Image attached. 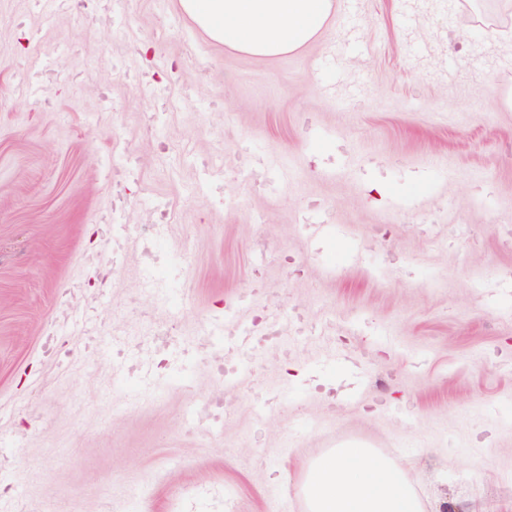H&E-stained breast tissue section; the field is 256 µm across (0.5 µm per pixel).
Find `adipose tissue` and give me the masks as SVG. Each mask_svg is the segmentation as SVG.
<instances>
[{"label":"adipose tissue","mask_w":512,"mask_h":512,"mask_svg":"<svg viewBox=\"0 0 512 512\" xmlns=\"http://www.w3.org/2000/svg\"><path fill=\"white\" fill-rule=\"evenodd\" d=\"M210 37L259 58L285 56L328 33L335 0H180ZM302 492L309 512H420L402 463L349 444L312 463Z\"/></svg>","instance_id":"1"}]
</instances>
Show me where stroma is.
Here are the masks:
<instances>
[{
  "label": "stroma",
  "mask_w": 512,
  "mask_h": 512,
  "mask_svg": "<svg viewBox=\"0 0 512 512\" xmlns=\"http://www.w3.org/2000/svg\"><path fill=\"white\" fill-rule=\"evenodd\" d=\"M347 2L335 33L256 59L179 0H0V505L306 512L308 466L359 444L404 463L423 512H512V312L485 303L512 279V0ZM157 202L177 312L145 283ZM310 218L363 262L327 269ZM214 322L282 338L199 349ZM171 326L191 383L128 405L113 364L167 380ZM333 348L370 369L357 402L312 365ZM210 402L216 427L184 421Z\"/></svg>",
  "instance_id": "1"
}]
</instances>
